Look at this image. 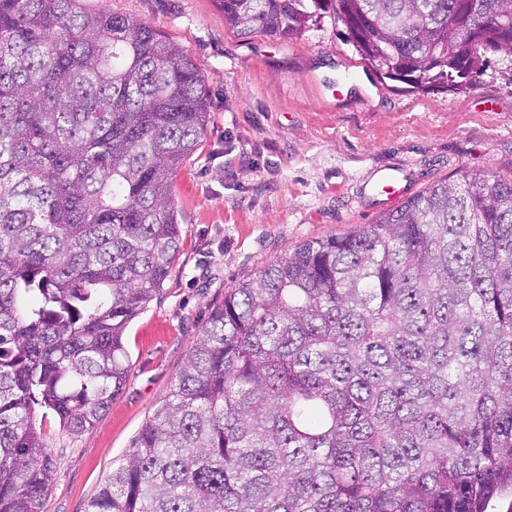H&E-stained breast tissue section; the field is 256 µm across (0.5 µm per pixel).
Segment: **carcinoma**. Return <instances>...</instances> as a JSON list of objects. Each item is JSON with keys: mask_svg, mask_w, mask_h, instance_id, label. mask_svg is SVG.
<instances>
[{"mask_svg": "<svg viewBox=\"0 0 512 512\" xmlns=\"http://www.w3.org/2000/svg\"><path fill=\"white\" fill-rule=\"evenodd\" d=\"M279 41L326 16L383 78L476 86L512 0H219ZM205 76L131 16L0 0V512H42L33 406L78 434L182 247ZM512 497V181L465 172L224 294L85 512H486Z\"/></svg>", "mask_w": 512, "mask_h": 512, "instance_id": "carcinoma-1", "label": "carcinoma"}]
</instances>
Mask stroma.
<instances>
[{
	"instance_id": "35a3bbf8",
	"label": "stroma",
	"mask_w": 512,
	"mask_h": 512,
	"mask_svg": "<svg viewBox=\"0 0 512 512\" xmlns=\"http://www.w3.org/2000/svg\"><path fill=\"white\" fill-rule=\"evenodd\" d=\"M136 16L182 46L206 75L211 120L173 187L183 244L168 278L129 324L128 377L109 410L71 435L37 417L55 461L43 512H84L168 395L224 294L304 242L373 224L405 196L487 170L512 181V56L498 52L465 92L380 80L333 18L292 41L224 24L217 0H87Z\"/></svg>"
}]
</instances>
